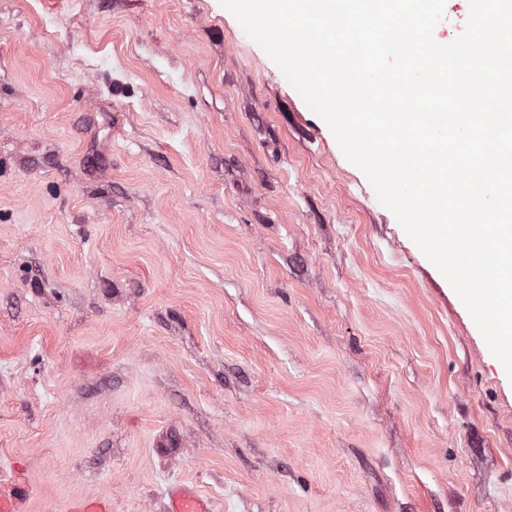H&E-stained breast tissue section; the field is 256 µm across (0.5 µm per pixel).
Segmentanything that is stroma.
Listing matches in <instances>:
<instances>
[{"label":"stroma","instance_id":"stroma-1","mask_svg":"<svg viewBox=\"0 0 512 512\" xmlns=\"http://www.w3.org/2000/svg\"><path fill=\"white\" fill-rule=\"evenodd\" d=\"M0 476L512 512V380L220 0H0Z\"/></svg>","mask_w":512,"mask_h":512}]
</instances>
